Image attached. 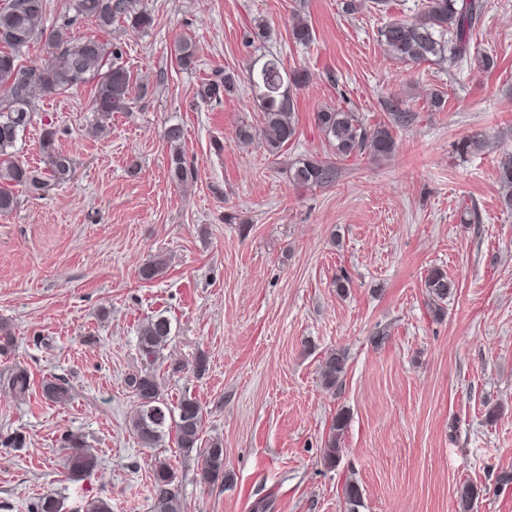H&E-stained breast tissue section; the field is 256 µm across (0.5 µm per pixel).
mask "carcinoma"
Returning a JSON list of instances; mask_svg holds the SVG:
<instances>
[{
	"label": "carcinoma",
	"mask_w": 512,
	"mask_h": 512,
	"mask_svg": "<svg viewBox=\"0 0 512 512\" xmlns=\"http://www.w3.org/2000/svg\"><path fill=\"white\" fill-rule=\"evenodd\" d=\"M383 0H341L342 11L355 15L373 8ZM486 8L485 0H422L419 13L411 20L395 19L381 30V41L395 59L421 63L431 58H443L449 65L474 60L478 69L491 71L497 61L493 56L475 52L471 46L473 30L479 24ZM46 0H4L0 5V215L11 213L19 204L16 189L37 194L50 185L66 183L73 171V158L56 148V130H43L41 149L45 166L32 170L22 164L16 155L18 138L32 122L35 103L44 96L57 95L86 84H93L91 108L94 118L89 132L100 136L107 132L115 112H131L133 105L148 92V87L134 81L131 72L112 63L119 58L120 48L108 39L98 36L76 38L72 28L80 19L95 21L98 28L112 33V26L121 21L132 28L145 31L151 28L153 18L142 0H73L74 15L65 16L51 30L43 28ZM290 41L308 46L313 42V30L304 17L296 13L289 25ZM44 41L46 57L35 67L22 63V58L36 40ZM177 62L183 68L195 63L192 45H176ZM112 71V79L101 76ZM250 87L258 91L261 105L259 125L244 123L236 131L239 145L248 147L257 142L273 157H280L284 149L297 138V122L293 112L291 91L306 83L305 74L287 69L282 59L272 55L260 70L249 71ZM238 79L233 72L218 70L215 78L203 82L197 96L204 102L221 101L237 90ZM413 119L410 112L391 113L390 124L368 127L354 112L326 108L315 113V121L329 146L330 156L322 159L306 156L289 168L290 181L298 186L322 187L336 180V160L368 155L386 159L396 149L391 126H406ZM184 137L180 125H171L164 131V139L172 148L171 177L180 184L193 180L195 171L186 165L180 145ZM501 187V204L512 209V154H505L496 169ZM167 260L157 256L139 269V277L151 281L161 276ZM424 288L433 302L448 299L452 285L447 273L440 268L428 271ZM171 322L164 316L152 318L140 327L138 351L142 360L150 364L171 341ZM348 371V355L342 349L324 354L320 363L322 387L335 391ZM9 388L17 395H25L30 387L28 373L17 367L7 379ZM135 408L129 419V429L144 448H155L169 433H174L175 444L187 453L199 450L201 457L200 482L224 483L230 475L224 470V445L215 438L207 443L202 439L203 409L196 398L183 394L177 404L165 398L156 374L144 368L128 377ZM43 397L55 404L66 405L72 399V390L63 378L44 381ZM349 422L340 411L329 428L324 442L323 459L336 466L343 452L342 442ZM71 451L62 459L61 474L68 482L86 479L98 467V457L84 439L75 434L66 437ZM175 475L170 464L161 458L153 465L150 512H184V505L174 487ZM481 495V488L466 481L455 492L458 512H473ZM363 494L360 486L349 481L344 488L345 512H359ZM35 512H64V500L47 496L35 504Z\"/></svg>",
	"instance_id": "carcinoma-1"
}]
</instances>
